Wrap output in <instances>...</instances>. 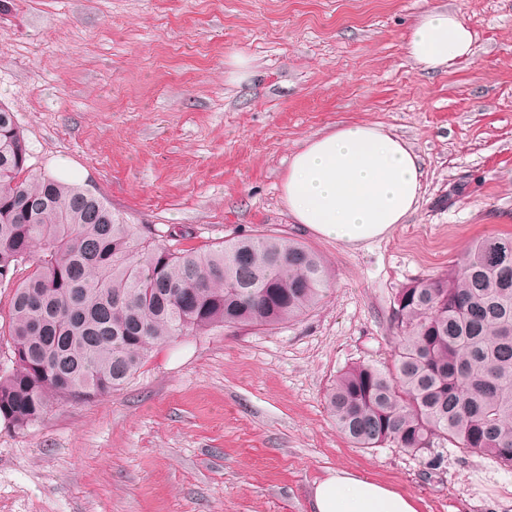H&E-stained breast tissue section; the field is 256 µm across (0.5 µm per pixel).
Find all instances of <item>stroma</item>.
<instances>
[{
	"label": "stroma",
	"mask_w": 512,
	"mask_h": 512,
	"mask_svg": "<svg viewBox=\"0 0 512 512\" xmlns=\"http://www.w3.org/2000/svg\"><path fill=\"white\" fill-rule=\"evenodd\" d=\"M429 9L458 12L478 56L420 72L404 40ZM0 101L33 173L95 187L128 223L189 247L287 236L331 275L295 322L172 339L121 391L0 425V512H309L342 468L419 512H512V469L355 447L325 402L349 366L392 365L398 291L512 234V0H8ZM340 122L383 124L424 171L406 222L357 246L281 197L291 153Z\"/></svg>",
	"instance_id": "35a3bbf8"
}]
</instances>
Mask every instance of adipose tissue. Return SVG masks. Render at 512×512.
Here are the masks:
<instances>
[{
    "label": "adipose tissue",
    "instance_id": "ef3b65f1",
    "mask_svg": "<svg viewBox=\"0 0 512 512\" xmlns=\"http://www.w3.org/2000/svg\"><path fill=\"white\" fill-rule=\"evenodd\" d=\"M422 72L448 70L477 54L458 15L425 11L405 43ZM423 168L408 145L380 124L349 122L308 138L292 152L282 198L295 223L356 245L404 223L421 196ZM311 512H419L414 498L384 483L336 469L317 481Z\"/></svg>",
    "mask_w": 512,
    "mask_h": 512
}]
</instances>
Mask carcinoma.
Returning a JSON list of instances; mask_svg holds the SVG:
<instances>
[{"label": "carcinoma", "mask_w": 512, "mask_h": 512, "mask_svg": "<svg viewBox=\"0 0 512 512\" xmlns=\"http://www.w3.org/2000/svg\"><path fill=\"white\" fill-rule=\"evenodd\" d=\"M0 102V288L11 287L0 423L24 429L53 404L119 390L159 344L216 329H273L316 307L323 260L274 235L185 248L146 235L82 184L32 174ZM32 270L21 281L24 265ZM392 367H348L328 390L360 448L391 444L440 463L448 445L512 468V236L475 240L458 269L401 289Z\"/></svg>", "instance_id": "carcinoma-1"}]
</instances>
